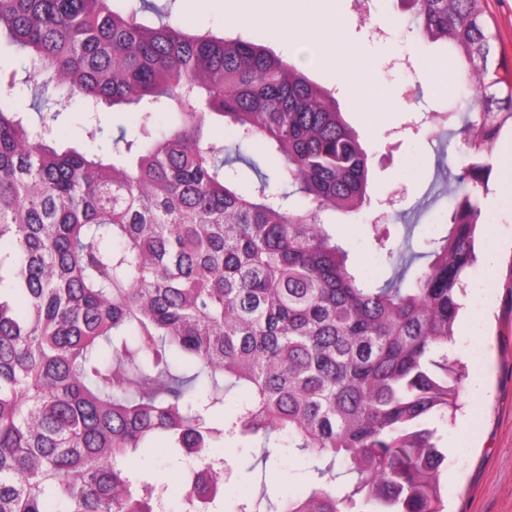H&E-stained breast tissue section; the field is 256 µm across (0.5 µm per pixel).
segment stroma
Instances as JSON below:
<instances>
[{
	"label": "stroma",
	"mask_w": 512,
	"mask_h": 512,
	"mask_svg": "<svg viewBox=\"0 0 512 512\" xmlns=\"http://www.w3.org/2000/svg\"><path fill=\"white\" fill-rule=\"evenodd\" d=\"M170 17L192 16L193 29L218 36L259 38L277 55L310 79L334 92L346 119L358 132L371 154L374 204L357 220H337V237L349 250L368 279L381 282L391 270L375 250L368 226L384 217L392 233L414 225L413 245L439 237L448 222L449 199L442 192L439 164L458 169L468 160L458 139L430 138L432 113L445 110L449 101L466 107L468 93L447 98L427 90L429 76L408 71L403 58L438 60L442 45L422 42L409 29L394 0H374L370 21L359 20L352 0H340L343 22L340 40L354 45L372 67V77L392 94L389 112L366 120L363 108L340 87L335 74L321 66L320 48L284 44L259 25L241 26L226 21L224 0H155ZM488 20L499 34L494 60L512 69V0H487ZM386 32L373 37V28ZM402 191L393 213L382 205L395 191ZM486 222L482 227L484 256L479 257L466 279L467 311L455 331L449 351L468 374L461 391V408L455 419L438 422V433L448 450L444 484L448 512H512V210L495 208L483 198ZM226 486L225 508L268 491L271 500L301 491L310 475L311 461L292 453L260 465L259 449L220 448Z\"/></svg>",
	"instance_id": "35a3bbf8"
}]
</instances>
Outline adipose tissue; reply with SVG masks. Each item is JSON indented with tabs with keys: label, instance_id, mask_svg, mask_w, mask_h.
Returning a JSON list of instances; mask_svg holds the SVG:
<instances>
[{
	"label": "adipose tissue",
	"instance_id": "adipose-tissue-1",
	"mask_svg": "<svg viewBox=\"0 0 512 512\" xmlns=\"http://www.w3.org/2000/svg\"><path fill=\"white\" fill-rule=\"evenodd\" d=\"M230 19L247 25L269 28L279 39L300 43H319L325 48L322 63L344 83L350 97L359 102L367 114L385 111L390 92L379 88L370 75L353 79L349 71L355 63V52L340 47V19L335 5H327L311 14L299 13L295 0H226Z\"/></svg>",
	"mask_w": 512,
	"mask_h": 512
}]
</instances>
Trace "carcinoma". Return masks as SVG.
Instances as JSON below:
<instances>
[{
	"label": "carcinoma",
	"instance_id": "carcinoma-1",
	"mask_svg": "<svg viewBox=\"0 0 512 512\" xmlns=\"http://www.w3.org/2000/svg\"><path fill=\"white\" fill-rule=\"evenodd\" d=\"M136 2L0 0V42L26 56L22 81L0 73V512H161L165 490L138 467L155 448L190 473L181 512H219L212 448L237 434L264 461L274 435L314 462L301 492L239 512H442L430 422L460 409L448 343L486 158L512 129L486 0H397L475 93L436 114L469 157L445 170L458 189L444 234L417 252L414 225L396 246L370 225L392 269L380 285L330 231L371 204L367 149L333 92L261 44ZM21 82L29 127L9 103ZM51 82L90 112L137 107L139 137L120 134L110 156L51 146ZM157 112L176 123L155 126ZM226 122L231 145L210 134ZM252 142L281 160L282 191L243 152Z\"/></svg>",
	"mask_w": 512,
	"mask_h": 512
}]
</instances>
